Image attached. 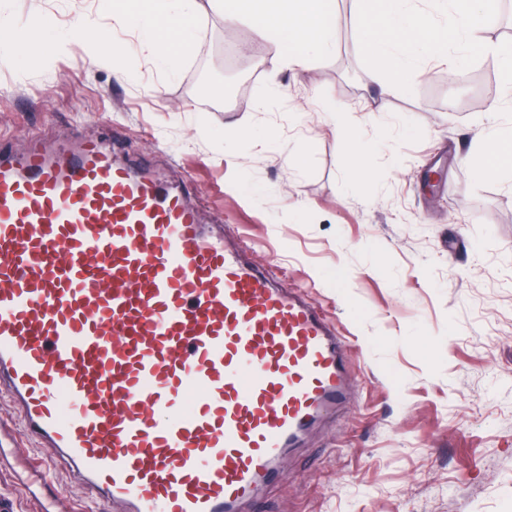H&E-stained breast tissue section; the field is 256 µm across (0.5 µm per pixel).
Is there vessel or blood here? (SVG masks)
Listing matches in <instances>:
<instances>
[{"instance_id": "vessel-or-blood-1", "label": "vessel or blood", "mask_w": 512, "mask_h": 512, "mask_svg": "<svg viewBox=\"0 0 512 512\" xmlns=\"http://www.w3.org/2000/svg\"><path fill=\"white\" fill-rule=\"evenodd\" d=\"M334 321L115 144L0 141V389L126 512H239L348 403Z\"/></svg>"}]
</instances>
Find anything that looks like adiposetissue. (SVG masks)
<instances>
[{"label":"adipose tissue","mask_w":512,"mask_h":512,"mask_svg":"<svg viewBox=\"0 0 512 512\" xmlns=\"http://www.w3.org/2000/svg\"><path fill=\"white\" fill-rule=\"evenodd\" d=\"M197 14V0H143L138 13V37L152 62L175 69L179 58L192 44V19ZM240 17H267V24L255 31L266 39L284 33L282 56L288 65L303 68L315 57L330 51L336 41V15L329 12L328 0H240ZM96 15H82L71 32H57L55 25L27 30L26 41L33 50L51 49L62 54L79 44L83 34L95 32Z\"/></svg>","instance_id":"adipose-tissue-1"}]
</instances>
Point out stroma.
Returning a JSON list of instances; mask_svg holds the SVG:
<instances>
[{"instance_id": "stroma-1", "label": "stroma", "mask_w": 512, "mask_h": 512, "mask_svg": "<svg viewBox=\"0 0 512 512\" xmlns=\"http://www.w3.org/2000/svg\"><path fill=\"white\" fill-rule=\"evenodd\" d=\"M331 53L299 69L261 51L255 21L199 0L175 71L142 51L112 0H0L65 27L92 12L103 60L20 46L0 61V138L77 144L120 134L126 154L204 191L200 217L251 247L281 287L307 291L353 346L355 390L283 461L272 512H512V178L475 185L477 127L503 93L496 40L465 70L432 57L412 92L360 56L356 0H334ZM330 103L365 144L346 170ZM0 497L13 512H113L28 441L0 394Z\"/></svg>"}]
</instances>
